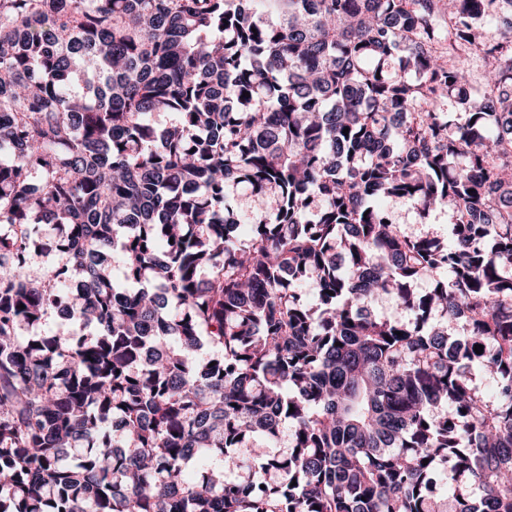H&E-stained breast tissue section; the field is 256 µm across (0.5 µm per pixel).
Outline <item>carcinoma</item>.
<instances>
[{"label":"carcinoma","mask_w":512,"mask_h":512,"mask_svg":"<svg viewBox=\"0 0 512 512\" xmlns=\"http://www.w3.org/2000/svg\"><path fill=\"white\" fill-rule=\"evenodd\" d=\"M0 512H512V0H0ZM235 204L237 211L244 215L245 221L240 224L239 233L242 238H248L250 233V227L253 225L249 222L247 217H251L256 209V203L248 195V191L243 187L239 186L234 189ZM382 206L393 212L394 217L401 229L408 234H421L423 232H432L442 240L452 241L451 234V214L447 209L437 210L432 213L427 224H421L418 212L408 200L389 198L382 201Z\"/></svg>","instance_id":"cac0c4a2"}]
</instances>
